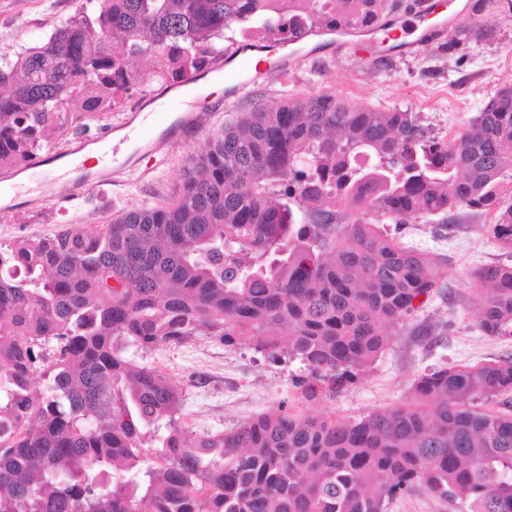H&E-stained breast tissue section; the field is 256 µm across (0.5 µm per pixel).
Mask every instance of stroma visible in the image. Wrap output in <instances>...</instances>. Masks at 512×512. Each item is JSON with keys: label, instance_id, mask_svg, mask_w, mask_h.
<instances>
[{"label": "stroma", "instance_id": "35a3bbf8", "mask_svg": "<svg viewBox=\"0 0 512 512\" xmlns=\"http://www.w3.org/2000/svg\"><path fill=\"white\" fill-rule=\"evenodd\" d=\"M81 0H0V53H12L50 34L53 22L73 15ZM472 11L458 27L465 45L449 49L450 31L429 29L418 54L395 47L378 53L324 46L316 51L290 46L295 61L288 71L276 62L259 65L260 76L234 97L202 99V129H184L155 159L139 155L116 179L101 172L80 174L93 190L65 196L49 180H28L14 200L0 199V242L42 237L76 224L96 229L130 208L164 205L177 199L188 159L203 140L236 113L259 100L330 91L381 112L396 107L418 113L430 134L461 130L480 112L496 89L512 85V0H470ZM159 100L146 106L135 95L124 111L91 122L89 138L119 129L131 112H176L181 105L169 90L150 83ZM153 161L149 177L139 167ZM454 230L438 220L417 216L390 225L406 245L444 256L441 288L402 325L390 328V340L377 361L333 398L305 400L297 385L307 369L297 360L271 361L247 347H228L199 336L183 344H163L138 353L139 364L156 368L183 391L180 421L191 436L235 428L279 405L308 415L351 419L387 411L411 398L419 375L442 366L483 364L512 356V335L489 336L477 324L478 298L472 274L481 266L512 265L489 229L492 215L458 211Z\"/></svg>", "mask_w": 512, "mask_h": 512}]
</instances>
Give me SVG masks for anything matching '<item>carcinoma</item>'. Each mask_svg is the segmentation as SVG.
Returning <instances> with one entry per match:
<instances>
[{"label": "carcinoma", "instance_id": "cac0c4a2", "mask_svg": "<svg viewBox=\"0 0 512 512\" xmlns=\"http://www.w3.org/2000/svg\"><path fill=\"white\" fill-rule=\"evenodd\" d=\"M393 9L83 0L45 40L0 53V169L88 132L153 80L192 83L229 32L291 44L316 26L383 30ZM140 59L153 68L133 70ZM510 171L511 85L451 140L408 110L293 96L206 137L174 203L0 242V512H385L417 487L464 512H512V415L480 408L512 391V360L431 371L411 401L353 420L281 405L190 439L180 389L129 356L213 336L304 362L307 400L334 393L441 288L443 260L384 221L491 212L512 249ZM474 287L478 326L512 335V266L479 268Z\"/></svg>", "mask_w": 512, "mask_h": 512}]
</instances>
